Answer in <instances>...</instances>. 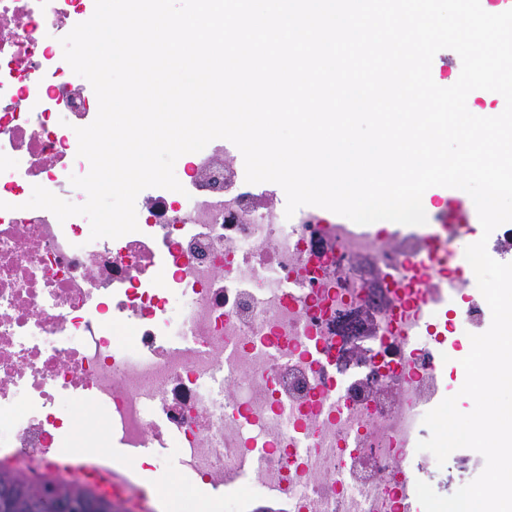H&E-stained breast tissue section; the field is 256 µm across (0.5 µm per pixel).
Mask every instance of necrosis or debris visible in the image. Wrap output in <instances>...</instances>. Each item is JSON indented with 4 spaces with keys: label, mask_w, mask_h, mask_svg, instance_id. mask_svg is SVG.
Returning a JSON list of instances; mask_svg holds the SVG:
<instances>
[{
    "label": "necrosis or debris",
    "mask_w": 512,
    "mask_h": 512,
    "mask_svg": "<svg viewBox=\"0 0 512 512\" xmlns=\"http://www.w3.org/2000/svg\"><path fill=\"white\" fill-rule=\"evenodd\" d=\"M86 19L83 0H0V470L36 488L80 482L57 466L91 456L63 394L101 407L109 438L164 443L146 411L160 393L208 480L253 446L299 512H401L397 464L437 392L439 352L402 334L390 290L421 243L289 221L238 186L220 139L191 154L184 194L139 193L138 229L119 238L91 241L86 217L27 208L37 185L86 199L70 178L90 169L75 130L91 108L58 37ZM119 313L139 355L114 343ZM172 334L198 349L167 348ZM224 366L227 396L211 385ZM332 391L341 406L318 407ZM297 446L313 449L310 465L286 456Z\"/></svg>",
    "instance_id": "necrosis-or-debris-1"
}]
</instances>
